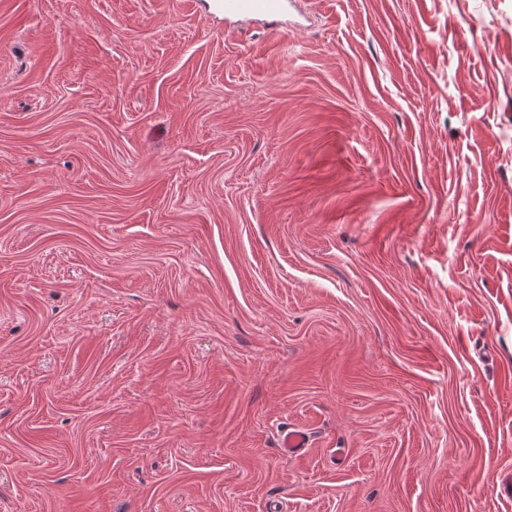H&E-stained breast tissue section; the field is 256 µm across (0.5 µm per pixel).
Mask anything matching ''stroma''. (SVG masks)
I'll list each match as a JSON object with an SVG mask.
<instances>
[{
	"instance_id": "obj_1",
	"label": "stroma",
	"mask_w": 512,
	"mask_h": 512,
	"mask_svg": "<svg viewBox=\"0 0 512 512\" xmlns=\"http://www.w3.org/2000/svg\"><path fill=\"white\" fill-rule=\"evenodd\" d=\"M204 4L0 0V512H512V0ZM225 20H256L270 32H277L288 12V0H220ZM310 447H312V444L307 433L288 427L281 431L279 448L285 455L294 457Z\"/></svg>"
}]
</instances>
